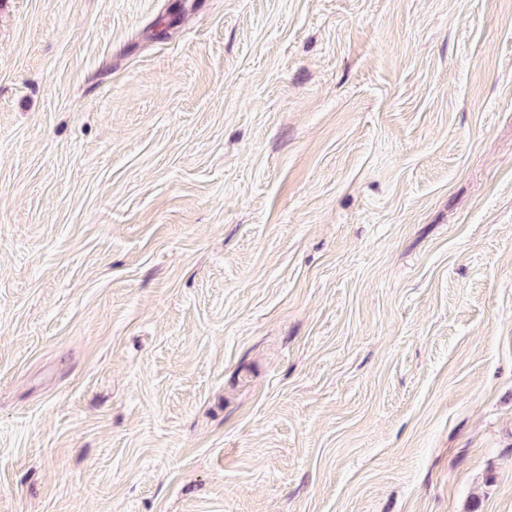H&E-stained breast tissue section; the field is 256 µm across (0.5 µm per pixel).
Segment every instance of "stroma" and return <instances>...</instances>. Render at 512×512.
<instances>
[{
    "mask_svg": "<svg viewBox=\"0 0 512 512\" xmlns=\"http://www.w3.org/2000/svg\"><path fill=\"white\" fill-rule=\"evenodd\" d=\"M0 512H512V0H0Z\"/></svg>",
    "mask_w": 512,
    "mask_h": 512,
    "instance_id": "1",
    "label": "stroma"
}]
</instances>
